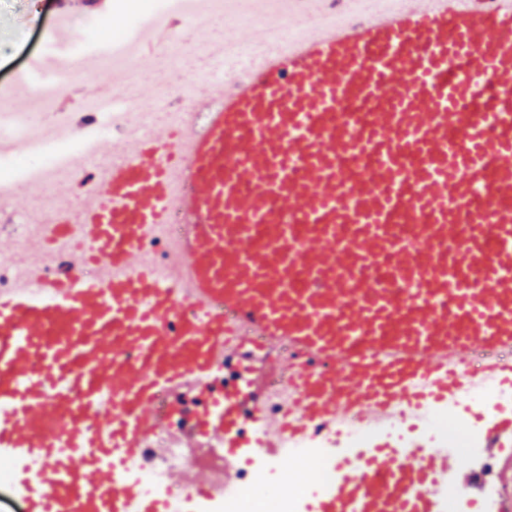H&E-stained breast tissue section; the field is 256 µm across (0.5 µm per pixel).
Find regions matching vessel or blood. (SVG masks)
Wrapping results in <instances>:
<instances>
[{"label": "vessel or blood", "instance_id": "1", "mask_svg": "<svg viewBox=\"0 0 512 512\" xmlns=\"http://www.w3.org/2000/svg\"><path fill=\"white\" fill-rule=\"evenodd\" d=\"M250 10L232 34L252 53L230 79L148 126L140 91L113 86L127 135L39 173L54 220L0 291V456L23 465L22 512H186L134 477L157 431L223 444L222 472L165 475L211 499L238 485L244 424L294 462L291 441L315 427L390 430L512 388V0H352L354 24L322 0ZM275 28L297 36L273 42ZM184 33L176 18L139 26L108 50L156 57ZM91 154L100 186L75 195ZM175 218L159 274L149 245ZM56 235L83 249L53 276ZM481 352L498 358L477 372ZM257 355L275 361L278 392L186 412L184 390ZM483 446L505 457L512 410ZM463 460L396 436L334 454L307 512H450L448 485L475 478Z\"/></svg>", "mask_w": 512, "mask_h": 512}]
</instances>
